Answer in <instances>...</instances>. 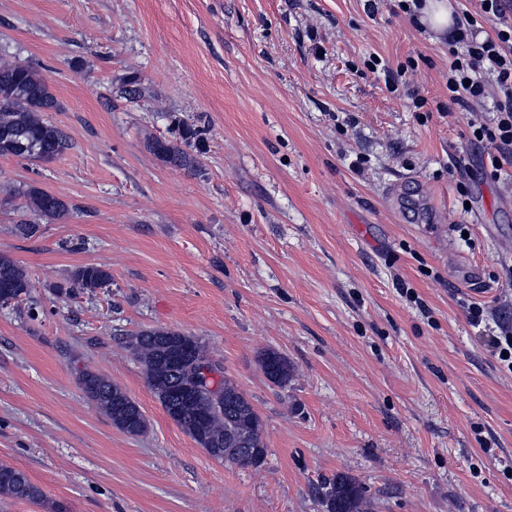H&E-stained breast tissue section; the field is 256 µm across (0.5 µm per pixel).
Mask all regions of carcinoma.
I'll list each match as a JSON object with an SVG mask.
<instances>
[{"mask_svg": "<svg viewBox=\"0 0 512 512\" xmlns=\"http://www.w3.org/2000/svg\"><path fill=\"white\" fill-rule=\"evenodd\" d=\"M119 91L129 99L142 94L135 77L119 79ZM59 108L56 96L33 65L0 55V156L50 163L58 159L70 141L45 113ZM151 151L164 162L189 168L195 158L186 150L154 139ZM25 208L46 219L64 217L69 205L57 196L31 187L24 194ZM71 287L95 293L109 287L112 275L102 266H83L72 272ZM29 280L15 261L0 254V301L19 302L29 295ZM127 348L144 366L147 383L167 414L177 413L175 423L215 460L258 469L254 454L266 455L262 421L238 386L226 377L213 382L224 393V407L214 406L210 391L200 388L195 360L208 358L199 339L175 330L143 329L130 335ZM266 376L279 386L288 385L291 368L283 356L269 352L262 358ZM78 383L87 397L114 425L130 436L147 431V422L138 404L111 380L83 371ZM249 446L253 451L243 453ZM0 495L31 502L44 501L43 490L28 475L0 463ZM317 495L325 512H367L364 485L355 477L338 473L321 482Z\"/></svg>", "mask_w": 512, "mask_h": 512, "instance_id": "1", "label": "carcinoma"}]
</instances>
